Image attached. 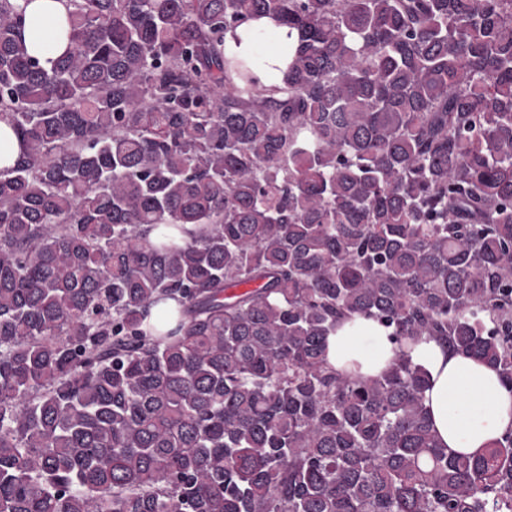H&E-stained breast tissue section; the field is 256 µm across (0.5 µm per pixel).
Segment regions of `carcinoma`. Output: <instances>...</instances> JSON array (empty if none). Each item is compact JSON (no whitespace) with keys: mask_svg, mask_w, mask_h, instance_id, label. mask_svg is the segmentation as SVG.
Returning <instances> with one entry per match:
<instances>
[{"mask_svg":"<svg viewBox=\"0 0 512 512\" xmlns=\"http://www.w3.org/2000/svg\"><path fill=\"white\" fill-rule=\"evenodd\" d=\"M71 2L48 71L0 0V512H512V433L325 359L360 314L512 385V0ZM263 33H274L276 36V46L265 53L260 46ZM296 39L295 30L278 26L272 19L261 17L225 33L224 55L227 58L259 59L257 73L261 82L266 86L281 85L292 59L291 49ZM25 150V146L16 136L9 120L6 117L0 119V169L14 166Z\"/></svg>","mask_w":512,"mask_h":512,"instance_id":"cac0c4a2","label":"carcinoma"}]
</instances>
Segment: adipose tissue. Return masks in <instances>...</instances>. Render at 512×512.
<instances>
[{
  "label": "adipose tissue",
  "mask_w": 512,
  "mask_h": 512,
  "mask_svg": "<svg viewBox=\"0 0 512 512\" xmlns=\"http://www.w3.org/2000/svg\"><path fill=\"white\" fill-rule=\"evenodd\" d=\"M33 24L22 38L44 68H51L68 49L66 20L70 0H16ZM276 36V45L262 51L264 34ZM296 43L289 28L262 17L224 35L226 57L259 60L257 73L264 85H279ZM413 362L429 374L424 393L433 430L449 452L476 455L512 432V388L481 360L449 351L432 339L414 344ZM400 356L383 328L355 314L343 320L327 338L326 361L343 375L372 377L386 371Z\"/></svg>",
  "instance_id": "adipose-tissue-1"
}]
</instances>
